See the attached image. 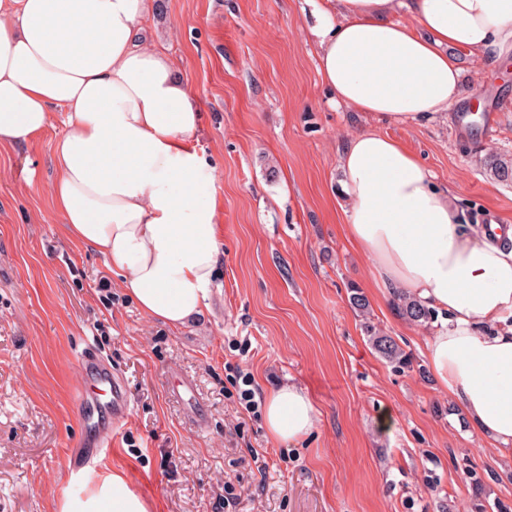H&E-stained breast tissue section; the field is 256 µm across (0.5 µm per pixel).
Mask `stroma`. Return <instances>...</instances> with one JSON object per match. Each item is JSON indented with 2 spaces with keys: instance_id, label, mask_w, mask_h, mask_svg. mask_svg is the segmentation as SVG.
I'll return each mask as SVG.
<instances>
[{
  "instance_id": "stroma-1",
  "label": "stroma",
  "mask_w": 512,
  "mask_h": 512,
  "mask_svg": "<svg viewBox=\"0 0 512 512\" xmlns=\"http://www.w3.org/2000/svg\"><path fill=\"white\" fill-rule=\"evenodd\" d=\"M310 21L305 0H167L148 22L199 101L190 144L213 168L224 256L198 322L151 320L67 235L50 206L61 116L27 146L0 148V512H56L76 472L121 475L150 512H468L462 457L495 471L487 502L512 505V462L473 441L423 355L439 320L412 324L389 289L368 287L373 261L345 233L337 184L344 147L374 126L456 190L464 224L489 212L512 224V181L489 168L512 159V61L482 70L478 53L458 50L468 97H489L476 125H461L459 102L424 125H375L331 104ZM355 289L412 368L373 349ZM88 350L122 374L131 414L81 465L69 455ZM240 370L262 396L303 388L315 431L273 440L239 404ZM179 379L192 397L173 391Z\"/></svg>"
}]
</instances>
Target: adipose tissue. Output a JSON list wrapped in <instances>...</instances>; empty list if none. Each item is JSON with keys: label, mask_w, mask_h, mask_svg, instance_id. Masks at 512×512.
Returning <instances> with one entry per match:
<instances>
[{"label": "adipose tissue", "mask_w": 512, "mask_h": 512, "mask_svg": "<svg viewBox=\"0 0 512 512\" xmlns=\"http://www.w3.org/2000/svg\"><path fill=\"white\" fill-rule=\"evenodd\" d=\"M317 71L332 102L377 120L426 124L463 94L456 50L512 53V0H307ZM155 0H0V145L42 133L54 111L51 201L72 240L103 254L152 320L186 324L208 306L221 241L207 164L189 139L195 97L143 34ZM407 12L411 23L394 21ZM348 236L375 285L442 318L425 358L483 446L512 460V249L462 224L455 193L400 141L372 130L339 162ZM269 434L316 426L293 384L271 391ZM116 474L57 512H149Z\"/></svg>", "instance_id": "obj_1"}]
</instances>
